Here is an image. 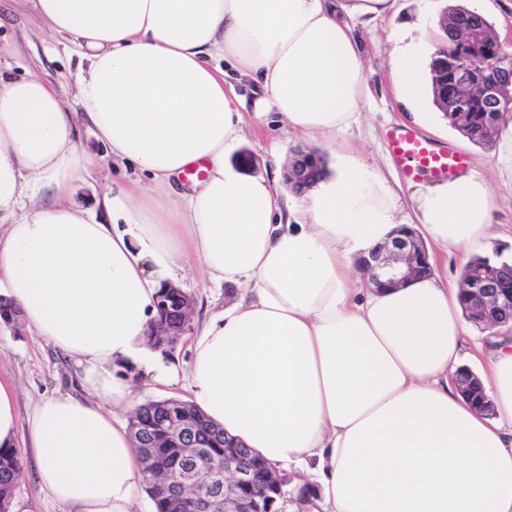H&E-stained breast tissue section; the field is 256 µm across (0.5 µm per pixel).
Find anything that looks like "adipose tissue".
Returning <instances> with one entry per match:
<instances>
[{
    "mask_svg": "<svg viewBox=\"0 0 512 512\" xmlns=\"http://www.w3.org/2000/svg\"><path fill=\"white\" fill-rule=\"evenodd\" d=\"M86 67L74 105L0 69V295L76 367V393L41 398L19 422L0 381V444L24 443L42 490L66 512H134L145 493L124 413L127 376L188 400L269 467L306 475L309 512H512V334L470 339L455 281L431 270L370 285L354 261L414 226L446 252L485 246L495 206L478 173L419 186L410 214L360 158L289 195L279 176L229 161L256 124L330 141L367 90L349 20L396 0H28ZM397 98L433 124L426 37L392 30ZM223 66H215V57ZM251 79L253 104L236 88ZM92 129L106 157L88 149ZM150 176L131 205L73 201L103 159ZM206 177L179 190L186 167ZM195 264L233 291L203 318L187 373L151 355L154 297ZM472 367L493 406L460 392Z\"/></svg>",
    "mask_w": 512,
    "mask_h": 512,
    "instance_id": "ef3b65f1",
    "label": "adipose tissue"
}]
</instances>
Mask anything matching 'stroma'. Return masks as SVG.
<instances>
[{
  "label": "stroma",
  "mask_w": 512,
  "mask_h": 512,
  "mask_svg": "<svg viewBox=\"0 0 512 512\" xmlns=\"http://www.w3.org/2000/svg\"><path fill=\"white\" fill-rule=\"evenodd\" d=\"M399 12L394 20L353 21L362 44V60L368 76V91L363 97L358 120L350 129L336 136L337 149L354 146L369 167L380 173L396 192L403 207H410L413 187L386 145L387 134L396 128L411 126L412 117L393 93L388 37L393 25L415 26L421 0H398ZM0 67L22 76L32 72L55 85L65 97H72L81 69V59L74 45L63 38L54 40L47 34L24 0H0ZM497 141L478 146L461 136L448 122L439 118L430 139L448 140L451 148L465 153L468 165L490 184L496 200L489 248L504 255L512 254V182L501 179L498 170L500 138L512 135V121L502 125ZM307 149L322 154L332 163L323 141L307 140L279 130L267 134L246 133L242 144L232 154V162L247 174H263L273 164L274 156H291L295 150ZM176 283L193 299L196 316L220 311L229 300L226 287L202 284L197 270L186 268L176 274ZM0 379L18 387L17 407L20 417H27L35 402L43 396L68 392L73 388L74 366L27 329L24 321L0 326ZM24 473L12 499L11 512H65L40 489L29 451H22Z\"/></svg>",
  "instance_id": "stroma-1"
}]
</instances>
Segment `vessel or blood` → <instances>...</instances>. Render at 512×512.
Masks as SVG:
<instances>
[{
  "label": "vessel or blood",
  "mask_w": 512,
  "mask_h": 512,
  "mask_svg": "<svg viewBox=\"0 0 512 512\" xmlns=\"http://www.w3.org/2000/svg\"><path fill=\"white\" fill-rule=\"evenodd\" d=\"M388 148L405 173L414 179H451L465 168L467 161L464 154L438 148L405 128L389 134Z\"/></svg>",
  "instance_id": "1"
}]
</instances>
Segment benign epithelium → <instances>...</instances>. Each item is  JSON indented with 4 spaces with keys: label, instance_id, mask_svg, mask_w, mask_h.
<instances>
[{
    "label": "benign epithelium",
    "instance_id": "benign-epithelium-1",
    "mask_svg": "<svg viewBox=\"0 0 512 512\" xmlns=\"http://www.w3.org/2000/svg\"><path fill=\"white\" fill-rule=\"evenodd\" d=\"M455 35L453 55L435 54V99L445 112L458 114L482 103L492 119L484 134L494 138L505 120H512V54L506 53L488 64L477 56V43H500L495 30L473 27L458 17L444 20ZM311 151H296L285 172V182L301 188ZM361 270L369 283L381 288L396 287L412 275L426 271V250L413 231L397 230V236L361 258ZM465 292V318L486 329L497 326L512 328V270L496 268L490 263L473 262L467 278L461 281ZM159 313L148 335L162 345L174 346L189 331L193 299L181 289L168 285L155 298ZM131 427L135 447L144 457L157 447L162 437L178 441L186 449L181 462L178 482L163 475L147 474L152 488L165 496L190 498L192 491L207 492L211 501H223L221 512H287L288 497L283 486L290 482L287 474L263 468L271 494L246 496L243 490L255 483V468L249 452L237 440L224 436V470H203L198 459L208 447V437L200 432L197 422L190 419L180 403H168L159 421L145 422L132 417Z\"/></svg>",
    "mask_w": 512,
    "mask_h": 512
}]
</instances>
